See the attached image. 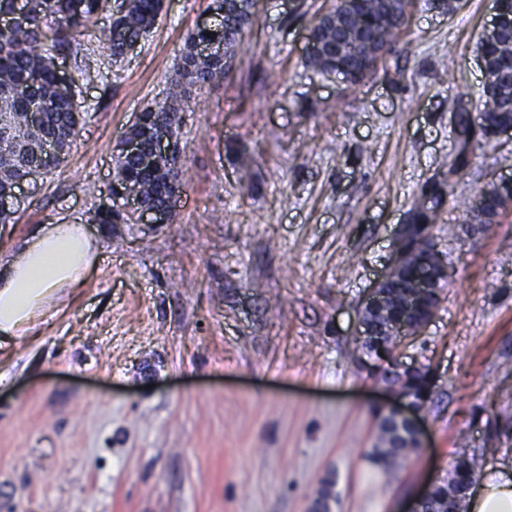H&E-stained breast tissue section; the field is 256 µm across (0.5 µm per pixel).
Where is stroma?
<instances>
[{
  "label": "stroma",
  "instance_id": "35a3bbf8",
  "mask_svg": "<svg viewBox=\"0 0 512 512\" xmlns=\"http://www.w3.org/2000/svg\"><path fill=\"white\" fill-rule=\"evenodd\" d=\"M335 0H258L224 81L181 114L174 223L93 224L119 141L164 100L213 0H163L156 27L111 61L94 33L62 56L82 115L64 166L27 187L0 248L83 224L101 260L29 335L0 349V512H390L460 453L512 460V212L466 224L465 203L512 177V136L457 163L454 100L482 94L476 52L497 0L413 7L395 52L354 90L302 64ZM446 178L430 230L452 271L405 350L430 368L425 446L376 471L384 389L357 370V305L398 225Z\"/></svg>",
  "mask_w": 512,
  "mask_h": 512
}]
</instances>
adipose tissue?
<instances>
[{"label": "adipose tissue", "mask_w": 512, "mask_h": 512, "mask_svg": "<svg viewBox=\"0 0 512 512\" xmlns=\"http://www.w3.org/2000/svg\"><path fill=\"white\" fill-rule=\"evenodd\" d=\"M99 250L81 224H45L15 251L0 254V343L25 336L62 297L81 288ZM464 512H512V465L483 471Z\"/></svg>", "instance_id": "obj_1"}]
</instances>
